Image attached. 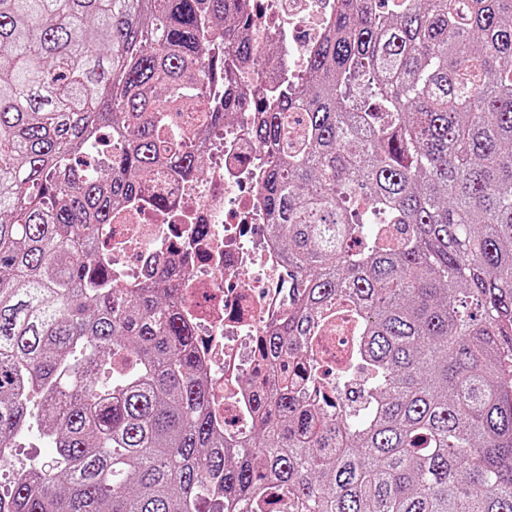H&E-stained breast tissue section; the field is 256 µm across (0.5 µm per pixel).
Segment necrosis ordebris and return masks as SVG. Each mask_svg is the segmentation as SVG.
Returning <instances> with one entry per match:
<instances>
[{
	"instance_id": "obj_1",
	"label": "necrosis or debris",
	"mask_w": 512,
	"mask_h": 512,
	"mask_svg": "<svg viewBox=\"0 0 512 512\" xmlns=\"http://www.w3.org/2000/svg\"><path fill=\"white\" fill-rule=\"evenodd\" d=\"M337 0H254L255 38L275 45L277 68L256 61L243 74L261 91L290 82L306 66L336 13ZM195 145L205 176L193 182L171 167L158 169L125 219L108 225L99 244L112 277L137 286L155 269L180 257L176 286L184 314L198 335V357L212 386V417L225 436L239 439L255 423L254 400L242 374L281 373L258 363L263 336L279 326L292 300L281 250L265 232L259 187L268 159L252 136V120L201 128ZM165 198L166 207L155 206Z\"/></svg>"
}]
</instances>
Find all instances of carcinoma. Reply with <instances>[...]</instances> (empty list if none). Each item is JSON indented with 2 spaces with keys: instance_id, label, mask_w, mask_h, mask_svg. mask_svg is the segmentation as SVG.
<instances>
[{
  "instance_id": "obj_1",
  "label": "carcinoma",
  "mask_w": 512,
  "mask_h": 512,
  "mask_svg": "<svg viewBox=\"0 0 512 512\" xmlns=\"http://www.w3.org/2000/svg\"><path fill=\"white\" fill-rule=\"evenodd\" d=\"M253 0H0V512H512V0H338L276 99L239 83ZM256 112L293 308L262 361L352 336L338 403L253 381L216 430L170 270L100 235L157 168L200 178L203 84ZM39 448H18L17 453L11 459L13 470L31 465H44L51 462L55 457V448H50L46 442L32 440Z\"/></svg>"
}]
</instances>
